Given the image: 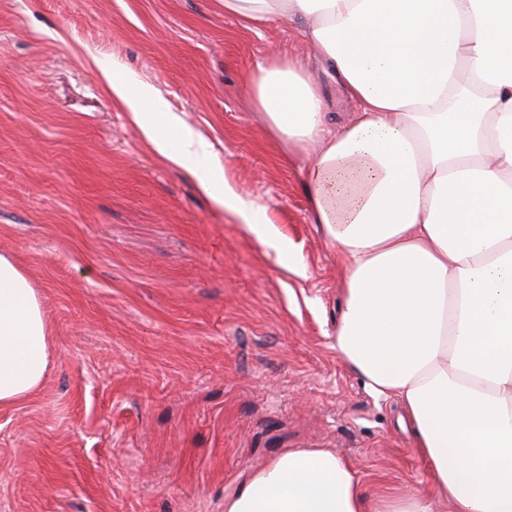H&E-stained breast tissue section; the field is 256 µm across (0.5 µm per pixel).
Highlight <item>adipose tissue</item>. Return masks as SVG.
Masks as SVG:
<instances>
[{"label": "adipose tissue", "mask_w": 512, "mask_h": 512, "mask_svg": "<svg viewBox=\"0 0 512 512\" xmlns=\"http://www.w3.org/2000/svg\"><path fill=\"white\" fill-rule=\"evenodd\" d=\"M247 22L288 17L356 104L342 131L302 64L277 56L243 85L304 159L312 220L344 257L336 350L397 401L432 492L369 495L329 448H294L243 475L224 512H512V0H224ZM108 85L162 157L193 133L151 112L152 90ZM181 148L172 151L171 139ZM205 194L261 242L258 202ZM41 299L0 254V406L47 369Z\"/></svg>", "instance_id": "1"}]
</instances>
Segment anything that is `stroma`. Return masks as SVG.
<instances>
[{
  "mask_svg": "<svg viewBox=\"0 0 512 512\" xmlns=\"http://www.w3.org/2000/svg\"><path fill=\"white\" fill-rule=\"evenodd\" d=\"M299 22L222 0H0V253L49 324L43 383L0 408V512H224L245 471L330 448L369 492L426 490L400 405L336 351L341 258L302 162L242 91L307 61L340 129L354 102ZM151 87L262 206L263 245L144 139L107 76Z\"/></svg>",
  "mask_w": 512,
  "mask_h": 512,
  "instance_id": "obj_1",
  "label": "stroma"
}]
</instances>
